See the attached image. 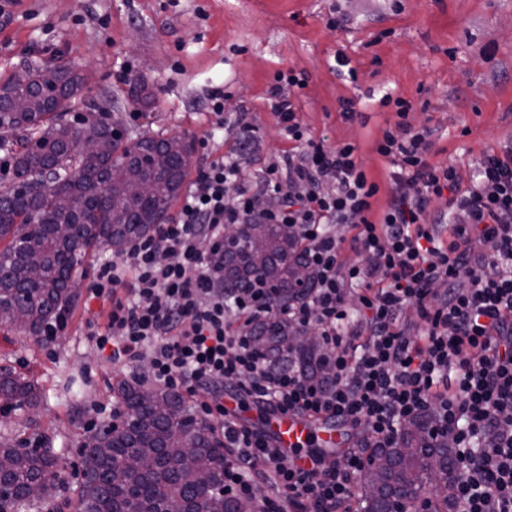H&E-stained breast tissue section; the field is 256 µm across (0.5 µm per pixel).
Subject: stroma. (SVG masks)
Segmentation results:
<instances>
[{
	"label": "stroma",
	"instance_id": "stroma-1",
	"mask_svg": "<svg viewBox=\"0 0 512 512\" xmlns=\"http://www.w3.org/2000/svg\"><path fill=\"white\" fill-rule=\"evenodd\" d=\"M400 4L396 11L391 0H19L13 20L0 24V77L30 54L64 57L88 76L78 112L118 124L130 141L147 131L187 136L195 166L210 149L229 150L234 118L248 113L256 150L242 166L254 180L285 146L267 101L273 76L304 73L307 85L295 93L302 122L329 143L358 145L381 208L389 169L375 144L397 120L384 95L412 102L409 122L434 131L430 162L454 165L463 177L486 149L512 148V0ZM339 56L356 81L337 72ZM128 60V80H116ZM136 84L147 86L149 106L132 102ZM218 84L227 94L221 128L206 109ZM99 308L76 301L50 342L0 325V366L43 393L30 422L0 417V435L26 444L48 435L73 461L96 410L122 409L112 385L133 373L95 352L86 322Z\"/></svg>",
	"mask_w": 512,
	"mask_h": 512
}]
</instances>
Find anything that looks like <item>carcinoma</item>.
<instances>
[{
	"instance_id": "cac0c4a2",
	"label": "carcinoma",
	"mask_w": 512,
	"mask_h": 512,
	"mask_svg": "<svg viewBox=\"0 0 512 512\" xmlns=\"http://www.w3.org/2000/svg\"><path fill=\"white\" fill-rule=\"evenodd\" d=\"M29 81L0 83V149L12 159L19 187L0 191V297L15 305L18 318L6 322L36 338L58 314L69 310V288L87 250L114 252L168 219L188 173L192 143L184 135L121 138L112 124L83 117L65 119L77 102L85 75L71 63L28 62ZM96 151L88 156L83 142ZM262 235L267 257L257 266L248 250ZM224 288H243L257 276L275 288L278 303L301 297L295 270L306 265L295 235L283 224H246L225 248ZM290 330L258 328L263 347L278 351ZM317 345L295 352L313 377L321 376ZM117 390L131 427L122 436H102L79 455L82 483L73 512H239L240 501L205 496L224 481V447L189 412L181 395L142 381L120 380ZM41 392L30 378L0 367V415L39 406ZM198 449L194 466L181 465L182 449ZM386 466L375 473L378 494L362 496L360 512H393L413 505L432 471L454 478L456 460L448 442H430L425 425H404L397 444L377 448ZM60 478L56 449L48 441L25 450L0 439V482L9 488L0 512H40L55 497ZM42 487L40 497L30 488Z\"/></svg>"
}]
</instances>
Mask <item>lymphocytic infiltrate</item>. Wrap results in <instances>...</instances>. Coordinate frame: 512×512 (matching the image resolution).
Wrapping results in <instances>:
<instances>
[{
	"instance_id": "f902f5d3",
	"label": "lymphocytic infiltrate",
	"mask_w": 512,
	"mask_h": 512,
	"mask_svg": "<svg viewBox=\"0 0 512 512\" xmlns=\"http://www.w3.org/2000/svg\"><path fill=\"white\" fill-rule=\"evenodd\" d=\"M277 72L268 104L288 147L248 181L241 157L253 139L238 118V149L206 156L174 219L134 238L100 265L88 299L101 301L90 327L115 364L147 363L159 388L188 396L224 439V493H267L257 512H354L355 478L403 425L427 418V435L454 441L457 475L448 512H512V151L487 149L471 182L453 165L429 163L430 129L398 120L376 152L391 188L368 178L350 143L328 145L301 123ZM446 210L434 215L433 201ZM228 224H286L303 247L313 283L288 305L268 288L224 291L222 262L201 239L224 245ZM311 329L323 380L255 349L259 323ZM233 398L357 432L342 455L312 453L308 470L239 421Z\"/></svg>"
}]
</instances>
